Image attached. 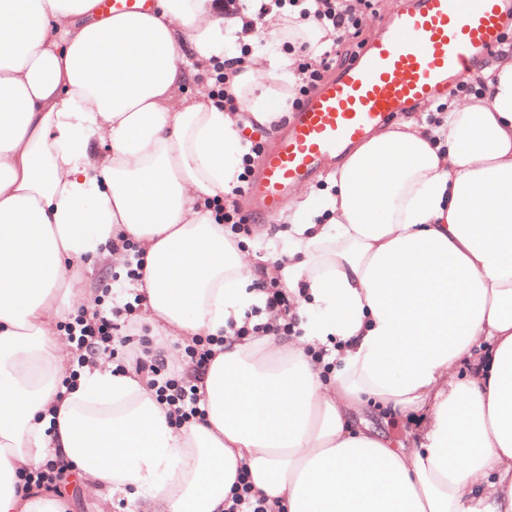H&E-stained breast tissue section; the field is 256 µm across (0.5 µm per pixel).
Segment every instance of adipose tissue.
Segmentation results:
<instances>
[{
  "label": "adipose tissue",
  "mask_w": 512,
  "mask_h": 512,
  "mask_svg": "<svg viewBox=\"0 0 512 512\" xmlns=\"http://www.w3.org/2000/svg\"><path fill=\"white\" fill-rule=\"evenodd\" d=\"M96 2L0 0V512H62L64 494L18 477L55 455L140 512H224L243 468L278 512H512V54L491 64L489 97L452 100L437 128L373 132L334 191L286 201L280 277L304 334L240 340L228 324L264 295L202 202L236 196L240 115L277 124L293 64L251 53L229 112L181 89L244 39L249 0L227 15L214 0ZM265 30L332 39L289 12ZM123 239L146 320L221 340L199 421L175 427L135 370L74 373L57 337L64 313L94 308L84 263L120 259ZM331 336L326 373L310 351ZM368 407L415 423L417 446L356 424Z\"/></svg>",
  "instance_id": "ef3b65f1"
}]
</instances>
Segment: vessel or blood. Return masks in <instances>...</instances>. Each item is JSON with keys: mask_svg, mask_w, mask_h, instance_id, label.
I'll return each mask as SVG.
<instances>
[{"mask_svg": "<svg viewBox=\"0 0 512 512\" xmlns=\"http://www.w3.org/2000/svg\"><path fill=\"white\" fill-rule=\"evenodd\" d=\"M503 0H412L291 113L261 155L247 194L274 216L293 191L371 131L447 97L475 77L477 59L503 39Z\"/></svg>", "mask_w": 512, "mask_h": 512, "instance_id": "vessel-or-blood-1", "label": "vessel or blood"}]
</instances>
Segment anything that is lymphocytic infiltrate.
<instances>
[{
  "label": "lymphocytic infiltrate",
  "instance_id": "f902f5d3",
  "mask_svg": "<svg viewBox=\"0 0 512 512\" xmlns=\"http://www.w3.org/2000/svg\"><path fill=\"white\" fill-rule=\"evenodd\" d=\"M300 10L303 16L314 19L325 30L332 31L336 42L331 46L312 47L306 44L294 48L295 68L298 75L291 108H298L324 80L338 54L337 44L346 37L358 34L367 19L375 12L374 0H257L256 17H263L270 9ZM257 286L265 295L262 305L252 307L242 323L230 324L229 335L243 339L268 331L280 336L300 335L295 304L288 289L278 276L259 278ZM141 296H134L123 306L93 315L85 312L64 322L62 330L75 352L78 364L104 355L121 359L140 373L149 388L172 407L175 425L182 426L201 419L203 412L197 398L195 380L187 376L185 365L204 370L213 356L214 337L197 338L185 346L177 359H170L167 346L157 337L146 335L139 319Z\"/></svg>",
  "mask_w": 512,
  "mask_h": 512
}]
</instances>
